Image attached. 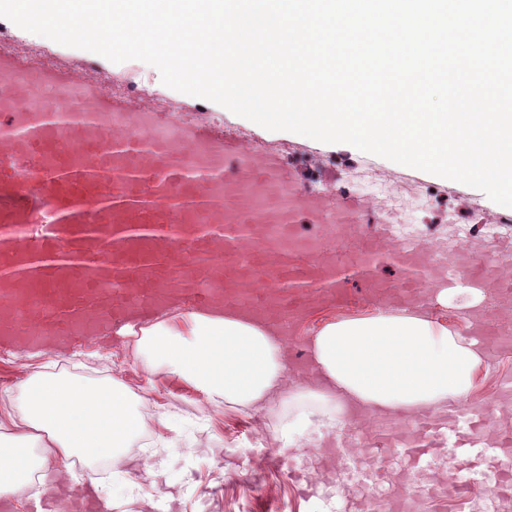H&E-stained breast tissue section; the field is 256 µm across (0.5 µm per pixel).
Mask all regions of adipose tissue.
Masks as SVG:
<instances>
[{
	"mask_svg": "<svg viewBox=\"0 0 512 512\" xmlns=\"http://www.w3.org/2000/svg\"><path fill=\"white\" fill-rule=\"evenodd\" d=\"M117 333L136 336L134 353L145 369L201 392L205 404L285 407L278 439L288 448L465 401L486 356L482 342L421 305L327 321L306 337L311 368L296 380L287 377V330L234 306L164 313L141 330L122 326ZM21 390L23 417L14 431L0 432V496H22L38 469L45 472L41 493L56 494L77 480L65 464L73 456L124 468L130 440L148 428L116 380L90 384L35 371Z\"/></svg>",
	"mask_w": 512,
	"mask_h": 512,
	"instance_id": "obj_1",
	"label": "adipose tissue"
}]
</instances>
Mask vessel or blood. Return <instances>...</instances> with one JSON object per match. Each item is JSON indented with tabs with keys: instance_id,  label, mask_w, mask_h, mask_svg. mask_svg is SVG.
<instances>
[{
	"instance_id": "vessel-or-blood-1",
	"label": "vessel or blood",
	"mask_w": 512,
	"mask_h": 512,
	"mask_svg": "<svg viewBox=\"0 0 512 512\" xmlns=\"http://www.w3.org/2000/svg\"><path fill=\"white\" fill-rule=\"evenodd\" d=\"M20 54L0 56L11 76L0 105V345L65 348L74 336L134 323L176 298L206 310L217 302L300 319L312 306L337 298L347 277L371 284L385 301L412 304L422 285L463 270L470 280L512 294V278L472 251L441 263L424 249H387L380 237L361 239L362 260L345 274L334 252L303 257L294 224L325 225L336 237L361 221V210L319 199L286 184L277 161L247 145L230 148L203 125L176 122L159 136L152 110L127 108L87 84L81 106L65 101L31 109L43 85L79 80L80 72L25 66ZM397 262L399 285L376 283L374 264ZM262 304H254L256 288ZM470 433L455 444L457 460L476 447L512 444L504 431L486 441L491 409L461 406ZM435 423L423 415L407 439L361 432L357 444L374 457L392 449L410 468L433 460Z\"/></svg>"
}]
</instances>
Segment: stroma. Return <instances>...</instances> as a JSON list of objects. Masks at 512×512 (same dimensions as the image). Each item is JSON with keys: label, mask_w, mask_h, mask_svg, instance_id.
<instances>
[{"label": "stroma", "mask_w": 512, "mask_h": 512, "mask_svg": "<svg viewBox=\"0 0 512 512\" xmlns=\"http://www.w3.org/2000/svg\"><path fill=\"white\" fill-rule=\"evenodd\" d=\"M0 34L60 66L89 61L110 81L142 77L158 98L189 110L192 121L223 131L228 144H271L283 176L291 183L306 188L316 180L327 190L341 189L346 196L364 200L369 209L358 236L334 239L323 233L317 239L319 245L335 252L344 268H351L359 259L358 237L379 232L376 206L381 201L406 213L408 223L422 230L450 221L465 225L468 243L480 246L483 257H495L512 247V226L496 237L487 232L489 225L500 223L506 207L479 189L442 181L348 144H326L291 132L266 130L214 102L165 86L157 68L138 60L116 64L25 31L5 18H0ZM357 168L366 170L367 178L349 181L350 172ZM375 307L369 286L347 279L341 299L310 309L295 326L294 338L303 342L307 332L332 316L360 315ZM498 323L487 341L486 364L469 398L475 405L498 400L501 377L512 375V323ZM40 364L55 374L90 380L112 377L121 381L133 398H148L150 445L128 449L131 472L120 478L109 461L93 465L97 494L109 493L126 501L128 512H140L141 499L147 494L165 500L169 512H328L336 503L326 494L325 474L295 467L290 451L274 441L282 410L220 404L198 412V393L165 375L148 372L134 356L132 345H114L108 333L78 336L62 350L40 349L34 361L19 358L15 348L0 346V411L20 412V383ZM146 461L162 469L149 486L138 483L134 472Z\"/></svg>", "instance_id": "obj_1"}]
</instances>
